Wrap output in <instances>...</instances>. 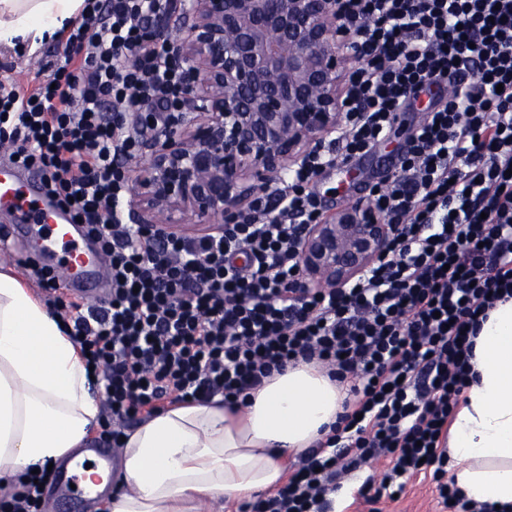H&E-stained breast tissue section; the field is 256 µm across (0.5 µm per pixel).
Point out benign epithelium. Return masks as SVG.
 <instances>
[{"label":"benign epithelium","mask_w":512,"mask_h":512,"mask_svg":"<svg viewBox=\"0 0 512 512\" xmlns=\"http://www.w3.org/2000/svg\"><path fill=\"white\" fill-rule=\"evenodd\" d=\"M336 0H190L176 51L186 64L179 111L125 163L137 223L216 233L277 177L308 160L343 122L350 37ZM389 227L359 201L308 225L297 247L305 288H339L386 249Z\"/></svg>","instance_id":"obj_1"}]
</instances>
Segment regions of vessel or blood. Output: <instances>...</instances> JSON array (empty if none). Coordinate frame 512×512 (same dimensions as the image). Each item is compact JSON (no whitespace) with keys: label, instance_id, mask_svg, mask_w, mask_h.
<instances>
[{"label":"vessel or blood","instance_id":"b4317fda","mask_svg":"<svg viewBox=\"0 0 512 512\" xmlns=\"http://www.w3.org/2000/svg\"><path fill=\"white\" fill-rule=\"evenodd\" d=\"M0 207L14 214L13 239L33 245L38 257L62 271L73 292L91 298L104 295L96 245L46 194L39 177L23 180L14 168L0 167Z\"/></svg>","mask_w":512,"mask_h":512}]
</instances>
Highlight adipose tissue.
I'll use <instances>...</instances> for the list:
<instances>
[{"label": "adipose tissue", "instance_id": "adipose-tissue-1", "mask_svg": "<svg viewBox=\"0 0 512 512\" xmlns=\"http://www.w3.org/2000/svg\"><path fill=\"white\" fill-rule=\"evenodd\" d=\"M83 0H0V44L35 53L76 20ZM448 436L456 486L512 512V299L498 303L475 340L472 371ZM344 394L308 365L252 392L174 403L128 431L117 470L84 468L101 412L78 346L60 316L0 265V483L70 461L90 495L116 482L109 512H224L278 488L284 460L335 422Z\"/></svg>", "mask_w": 512, "mask_h": 512}]
</instances>
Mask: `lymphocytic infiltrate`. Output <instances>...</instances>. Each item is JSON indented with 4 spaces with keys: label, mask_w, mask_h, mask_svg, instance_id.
I'll list each match as a JSON object with an SVG mask.
<instances>
[{
    "label": "lymphocytic infiltrate",
    "mask_w": 512,
    "mask_h": 512,
    "mask_svg": "<svg viewBox=\"0 0 512 512\" xmlns=\"http://www.w3.org/2000/svg\"><path fill=\"white\" fill-rule=\"evenodd\" d=\"M183 4L84 0L37 86L0 78V143L101 243L110 292L95 306L25 266L106 394L99 443L120 448L132 422L174 402L246 404L303 362L345 387L343 410L279 488L237 512H331L340 480L381 459L365 501L421 474L454 512H497L447 483V439L478 328L512 297V0H337L362 62L335 139L281 172L276 208L260 200L222 232L164 237L127 223L122 166L140 150L131 121L161 124L185 92L169 35L145 36ZM441 84L447 103L428 106L399 171L368 196L387 250L343 287H300L296 244L326 218L319 176L388 140L414 94ZM55 480L20 481L0 512H44Z\"/></svg>",
    "instance_id": "obj_1"
}]
</instances>
